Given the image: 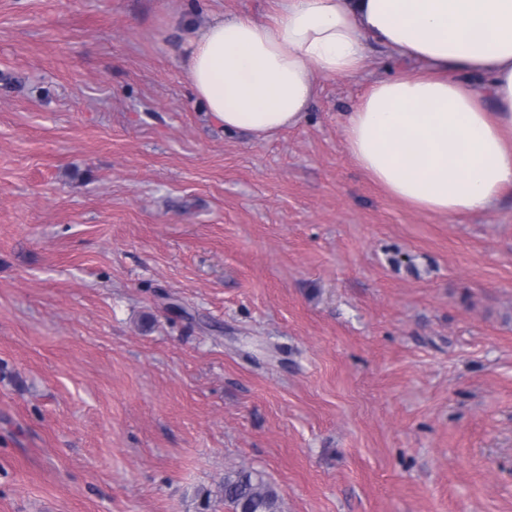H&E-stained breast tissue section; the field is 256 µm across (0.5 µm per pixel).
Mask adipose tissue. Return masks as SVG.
Wrapping results in <instances>:
<instances>
[{"label": "adipose tissue", "mask_w": 512, "mask_h": 512, "mask_svg": "<svg viewBox=\"0 0 512 512\" xmlns=\"http://www.w3.org/2000/svg\"><path fill=\"white\" fill-rule=\"evenodd\" d=\"M182 26L174 53L225 132L266 140L298 126L316 75H355L376 45L414 66L345 113L356 165L390 196L451 219L512 190V0H279L265 23Z\"/></svg>", "instance_id": "adipose-tissue-1"}]
</instances>
